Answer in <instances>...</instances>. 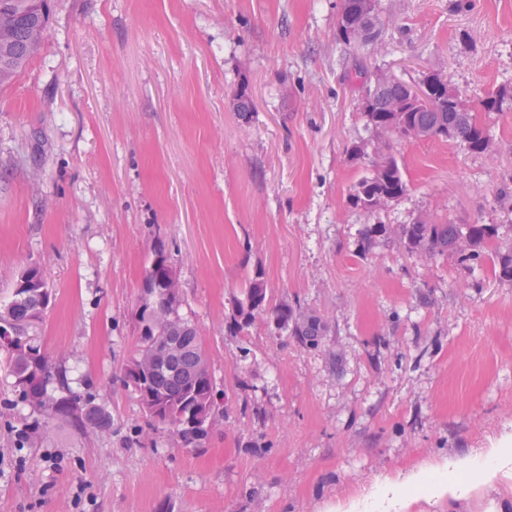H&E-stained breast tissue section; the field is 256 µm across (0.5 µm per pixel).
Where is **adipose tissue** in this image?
<instances>
[{"label": "adipose tissue", "mask_w": 512, "mask_h": 512, "mask_svg": "<svg viewBox=\"0 0 512 512\" xmlns=\"http://www.w3.org/2000/svg\"><path fill=\"white\" fill-rule=\"evenodd\" d=\"M512 479V436L497 445L444 461L438 467L421 469L387 479L370 493L351 499L349 512H406L412 497L466 498L479 485Z\"/></svg>", "instance_id": "1"}]
</instances>
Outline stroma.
Wrapping results in <instances>:
<instances>
[{
  "label": "stroma",
  "mask_w": 512,
  "mask_h": 512,
  "mask_svg": "<svg viewBox=\"0 0 512 512\" xmlns=\"http://www.w3.org/2000/svg\"><path fill=\"white\" fill-rule=\"evenodd\" d=\"M39 51L0 88V306L36 264L52 303L29 337L112 417L81 433L20 402L0 345V512H328L384 478L512 434V0H379L378 43L336 38L341 0H48ZM442 72L491 148L402 140L408 190L380 215L348 195L371 147L356 67ZM249 117L234 106L238 90ZM494 224L489 258L409 251L417 221ZM383 222L370 247L365 225ZM163 251L223 418L196 447L120 379ZM314 316L317 345L228 324L246 283ZM42 421L41 440L14 431ZM512 505V481L407 512Z\"/></svg>",
  "instance_id": "1"
}]
</instances>
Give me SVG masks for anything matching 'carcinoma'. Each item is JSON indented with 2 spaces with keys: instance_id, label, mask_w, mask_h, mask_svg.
<instances>
[{
  "instance_id": "carcinoma-1",
  "label": "carcinoma",
  "mask_w": 512,
  "mask_h": 512,
  "mask_svg": "<svg viewBox=\"0 0 512 512\" xmlns=\"http://www.w3.org/2000/svg\"><path fill=\"white\" fill-rule=\"evenodd\" d=\"M378 11V0L370 5L362 0H342L337 39L346 45L354 43L350 29L365 21L367 15ZM48 22V10L37 0H0V87L12 81L25 69L37 52L41 38L31 39L35 32L43 33ZM444 74L426 75L419 87L429 91L422 100L415 99L416 86L398 79L368 87L370 77L360 85L367 94L361 110L367 128L383 149L370 159L371 172L354 186L349 195L351 206L370 214L376 213L378 200L385 196L396 200L408 190L403 171L393 154V143L409 139L419 132L428 140L438 139L461 143L470 152L483 153L490 148L484 127L474 114L459 111L448 91L453 86L439 87ZM512 105V89L489 91L481 101L485 112H501ZM498 234L495 224H405L399 237L413 251L435 255L449 253L461 263L478 261L485 256L489 244ZM172 274L167 257L158 251L146 272L142 291L154 295V309L178 314L181 296L167 297L163 282ZM52 290L41 269L31 265L17 277L11 301L0 309V341L10 352L9 371L15 378L21 401L47 411L57 421L78 431L89 427L106 428L111 424L108 413L95 403V397L70 390L61 396L48 393L53 367L40 349L32 344L22 345L18 336L43 320L51 303ZM267 314L276 329H291V335L309 345L316 344L321 335L320 321L314 317L293 319L286 305L267 309V288L260 278L251 279L244 288L243 299L237 301L229 331L235 335L249 328L258 314ZM138 324L136 353L122 369L123 382L138 394L147 416L168 424L186 446H196L208 434V426L220 412L214 398L213 381L208 361L196 329L177 318L180 354L162 359L146 372L141 358L161 353L166 347V326L153 322L147 308L135 312ZM43 425L39 421L24 424L19 429V446L39 436Z\"/></svg>"
}]
</instances>
